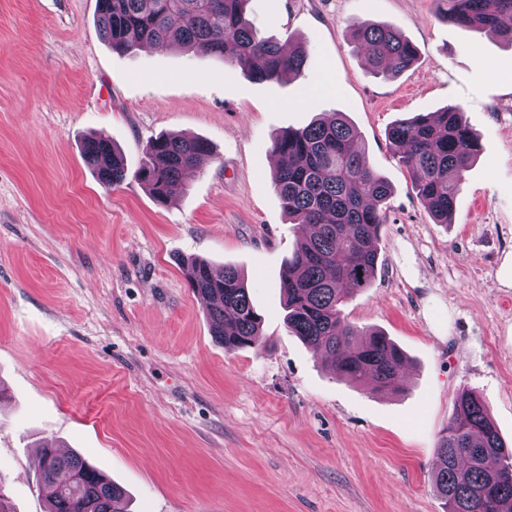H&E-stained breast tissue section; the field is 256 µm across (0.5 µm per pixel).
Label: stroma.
<instances>
[{"mask_svg": "<svg viewBox=\"0 0 512 512\" xmlns=\"http://www.w3.org/2000/svg\"><path fill=\"white\" fill-rule=\"evenodd\" d=\"M436 9L248 0L259 37L309 52L301 75L259 83L178 47L112 52L96 0H0V491L15 512L46 510V446L96 464L124 512H444L436 448L464 388L512 447V47ZM360 20L400 31L416 63L372 74ZM450 106L480 155L437 224L386 132ZM330 112L392 186L377 273L344 313L405 352L396 392L334 377L284 323L300 229L271 141ZM97 132L124 158L121 184L83 161ZM161 134L213 147L164 206L135 177ZM183 256L239 269L255 345L225 352Z\"/></svg>", "mask_w": 512, "mask_h": 512, "instance_id": "obj_1", "label": "stroma"}]
</instances>
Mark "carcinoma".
I'll return each mask as SVG.
<instances>
[{"label":"carcinoma","instance_id":"obj_1","mask_svg":"<svg viewBox=\"0 0 512 512\" xmlns=\"http://www.w3.org/2000/svg\"><path fill=\"white\" fill-rule=\"evenodd\" d=\"M97 24L112 51L124 54L150 44L180 46L224 58L253 80H278L307 66L304 44L260 39L244 19L247 0H97ZM439 17L512 43V0H437ZM352 34L378 76L393 77L417 59L401 33L370 21ZM360 133L333 112L302 129H287L272 141L285 159L273 174L282 207L307 229L282 276L286 323L315 354L327 355L334 374L351 383L395 390L407 358L384 333L364 331L345 318L349 295L371 285L378 266L380 230L386 223L390 183L370 168L359 149ZM388 140L413 175V189L437 224H448L463 173L480 152L479 142L455 107L398 121ZM200 138L161 135L145 151L137 177L165 205L187 186L200 158L210 153ZM85 164L100 181L118 185L127 177L124 159L110 136L83 141ZM187 281L208 306L212 334L234 352L254 345L262 318L244 277L232 266L204 259L182 261ZM433 482L445 512H512V450L504 444L484 401L463 389L437 445ZM47 512H116L123 490L75 453L42 449L37 476Z\"/></svg>","mask_w":512,"mask_h":512}]
</instances>
